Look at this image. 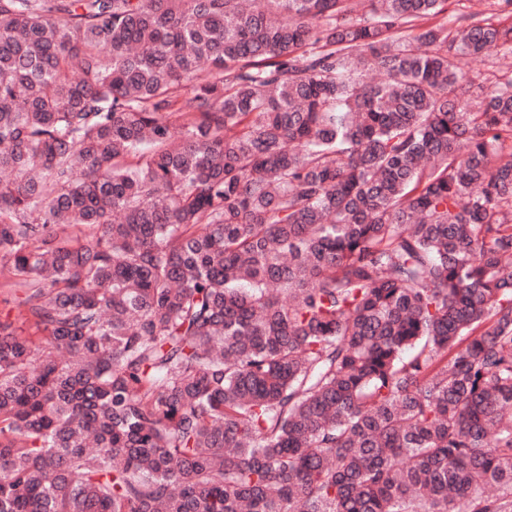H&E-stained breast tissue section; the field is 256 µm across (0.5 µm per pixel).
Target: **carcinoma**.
Instances as JSON below:
<instances>
[{"label":"carcinoma","instance_id":"cac0c4a2","mask_svg":"<svg viewBox=\"0 0 512 512\" xmlns=\"http://www.w3.org/2000/svg\"><path fill=\"white\" fill-rule=\"evenodd\" d=\"M455 1L0 0V512H512V20Z\"/></svg>","mask_w":512,"mask_h":512}]
</instances>
